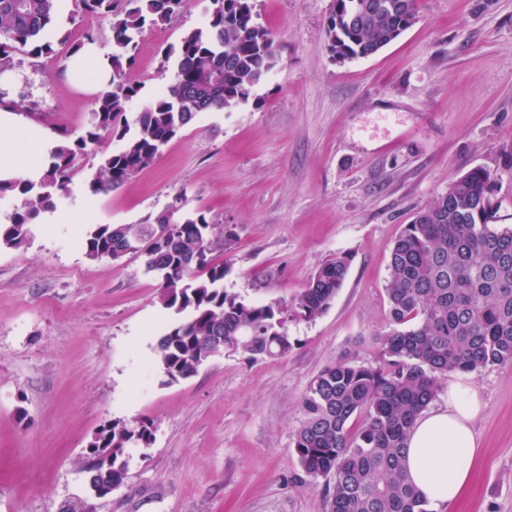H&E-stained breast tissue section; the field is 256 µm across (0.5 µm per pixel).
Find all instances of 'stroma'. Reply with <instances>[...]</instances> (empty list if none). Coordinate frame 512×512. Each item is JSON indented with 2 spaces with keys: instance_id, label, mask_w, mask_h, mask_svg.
I'll use <instances>...</instances> for the list:
<instances>
[{
  "instance_id": "1",
  "label": "stroma",
  "mask_w": 512,
  "mask_h": 512,
  "mask_svg": "<svg viewBox=\"0 0 512 512\" xmlns=\"http://www.w3.org/2000/svg\"><path fill=\"white\" fill-rule=\"evenodd\" d=\"M278 64L247 102L203 112L153 164L91 195L105 138L56 206L95 207L82 224L40 219L27 246L0 250V512H65L84 498L85 450L103 425L154 424L147 448L98 512H327L332 477L304 473L294 452L312 377L345 357L376 361L389 329V261L416 212L475 167L490 171L498 224L512 226V0H419L416 21L378 54L335 61L332 0H254ZM210 0H191L146 29L128 74L140 92L128 118L165 88L161 66ZM86 30L79 0L57 16L55 53L18 67L6 99L54 134L80 135L95 97L69 85L66 55ZM205 214L226 291L256 304L293 303L328 260L349 261L330 308L289 317L296 346L256 363L212 359L167 383L156 344L175 315L159 303L143 258L89 259L98 224H139L176 197ZM482 398L473 480L449 512H512V364L472 373ZM24 407L25 418L15 410Z\"/></svg>"
}]
</instances>
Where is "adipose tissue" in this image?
<instances>
[{
  "label": "adipose tissue",
  "mask_w": 512,
  "mask_h": 512,
  "mask_svg": "<svg viewBox=\"0 0 512 512\" xmlns=\"http://www.w3.org/2000/svg\"><path fill=\"white\" fill-rule=\"evenodd\" d=\"M110 74L98 47L85 46L68 63L72 85L94 92ZM57 136L23 111L0 107V179H38L49 163ZM445 407L420 416L408 439L405 473L431 512L453 505L470 484L480 443L474 423L481 412V395L468 376L449 380Z\"/></svg>",
  "instance_id": "obj_1"
}]
</instances>
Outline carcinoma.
<instances>
[{"mask_svg": "<svg viewBox=\"0 0 512 512\" xmlns=\"http://www.w3.org/2000/svg\"><path fill=\"white\" fill-rule=\"evenodd\" d=\"M206 25L185 32L163 64L173 63L166 89L137 113L130 130L128 103L140 87L128 80L138 38L169 23L190 0H81L85 15L109 20L111 73L95 98L91 126L62 135L37 182L0 180V198L19 204L0 223V249L28 244L31 226L69 192L81 160L105 136L122 148L106 155L88 181L108 193L150 166L162 147L200 112L248 101L276 67L271 33L235 0H211ZM56 0H0V72L16 66L15 53H54L48 34ZM417 0H333L326 21L327 49L335 60L370 57L416 19ZM491 173L469 170L448 193L420 211L394 243L385 291L390 330L378 339L377 360H338L321 369L302 399L294 450L303 471L333 475L329 512H427L403 475L406 440L450 372L473 373L512 363V227L495 224ZM184 197L142 224H97L83 241L93 259L112 257L135 235L146 246L148 271L160 280L159 303L180 319L157 342V364L168 382L194 376L210 351L223 348L257 362L285 356L296 341L283 331L288 316L313 320L331 306L348 274L342 257L324 263L291 305L251 304L224 290L227 270L213 264L205 215L181 214ZM151 424L115 420L102 426L84 461L85 478L110 493L124 483L125 449L149 447Z\"/></svg>", "mask_w": 512, "mask_h": 512, "instance_id": "carcinoma-1", "label": "carcinoma"}]
</instances>
